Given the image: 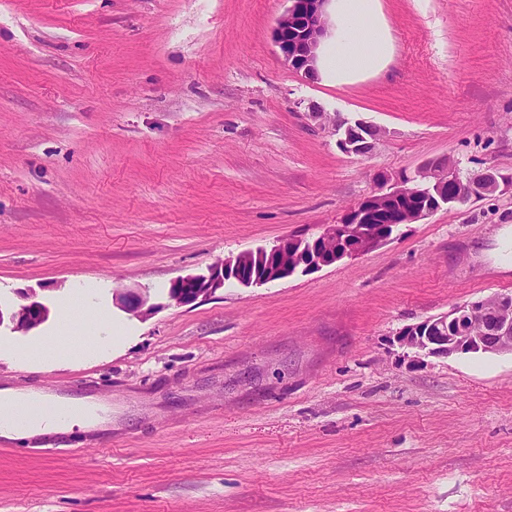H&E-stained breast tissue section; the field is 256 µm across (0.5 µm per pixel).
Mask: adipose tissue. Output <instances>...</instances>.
I'll use <instances>...</instances> for the list:
<instances>
[{
    "instance_id": "adipose-tissue-1",
    "label": "adipose tissue",
    "mask_w": 512,
    "mask_h": 512,
    "mask_svg": "<svg viewBox=\"0 0 512 512\" xmlns=\"http://www.w3.org/2000/svg\"><path fill=\"white\" fill-rule=\"evenodd\" d=\"M385 50L381 32L377 26H370L357 39L337 47L326 49L317 66L329 80L344 82L352 76L373 68ZM69 337H40L26 352L19 354L20 363L40 361L52 364L61 360L80 361L105 352L121 348L125 339L113 335L111 325H99L92 335H85L77 321L68 325ZM17 403L11 398L0 401V431L6 437L30 438L46 432L48 422L45 415L27 412L17 415Z\"/></svg>"
}]
</instances>
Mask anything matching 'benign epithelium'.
<instances>
[{"label": "benign epithelium", "instance_id": "obj_1", "mask_svg": "<svg viewBox=\"0 0 512 512\" xmlns=\"http://www.w3.org/2000/svg\"><path fill=\"white\" fill-rule=\"evenodd\" d=\"M291 6L278 20L274 41L289 67L308 76L315 74L317 50L326 33L325 4L328 0H290ZM337 145L343 152L370 155L376 130L363 120L340 125ZM378 188L342 216L311 237L288 236L271 248L259 247L219 259L207 273L179 277L170 283L168 299L187 306L205 299L230 279L244 287L309 274L345 258L364 255L388 242L403 224H415L442 206L482 197L502 188L511 189L512 179L493 168L476 178L463 179L451 158L443 166L423 164L412 175H377ZM123 306L141 317L145 300L135 292L121 296ZM48 317L47 307L31 300L4 316L12 329L27 333ZM398 343L416 354L449 357L466 353H512V295L496 294L466 302L451 311L403 328Z\"/></svg>", "mask_w": 512, "mask_h": 512}]
</instances>
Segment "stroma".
I'll use <instances>...</instances> for the list:
<instances>
[{"mask_svg": "<svg viewBox=\"0 0 512 512\" xmlns=\"http://www.w3.org/2000/svg\"><path fill=\"white\" fill-rule=\"evenodd\" d=\"M391 51L306 78L288 0H0V310L23 350L98 288L134 336L81 362L0 357V388L112 403V437L0 445V512H512V354L427 357L411 324L498 293L512 191L445 206L364 255L170 304L179 276L318 234L375 175L452 157L512 174V0H376ZM380 131L371 155L335 127ZM141 293L138 317L119 296ZM337 145L343 152L357 156L370 155L375 147L376 130L363 120L339 125ZM47 317V307L39 301L30 300L11 311L8 320L13 330L27 333L41 325Z\"/></svg>", "mask_w": 512, "mask_h": 512, "instance_id": "35a3bbf8", "label": "stroma"}]
</instances>
